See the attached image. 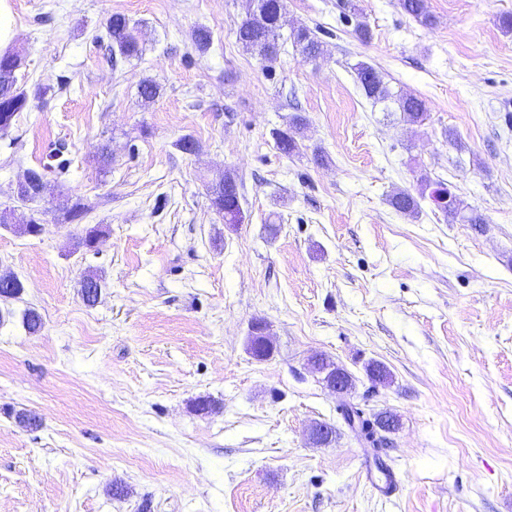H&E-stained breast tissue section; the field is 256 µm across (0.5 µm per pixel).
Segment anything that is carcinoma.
<instances>
[{
  "mask_svg": "<svg viewBox=\"0 0 512 512\" xmlns=\"http://www.w3.org/2000/svg\"><path fill=\"white\" fill-rule=\"evenodd\" d=\"M258 10L260 21L243 20L236 31V38L242 46L258 56L262 63H273L279 57V30L285 10L284 0H250ZM406 14L422 25H433V17L429 14L426 0H399ZM107 34L111 40L112 65L137 57L142 49L136 34L135 25L121 13H114L107 21ZM293 46L303 59L313 61L323 54L322 42L316 33L306 27L292 30ZM14 53H0V132H8L15 123L20 112L29 106L30 95L18 86L17 79L11 77ZM358 84L365 97L374 104H383L388 112L401 113L403 121L415 125L426 117V106L422 99L406 92H394L384 82L382 76L369 64L358 62L352 65ZM305 125V119L295 114L288 120L283 130L275 132V143L281 153L291 155L298 150L295 134ZM35 182L32 183L33 201H41L54 194L61 187L57 180L48 178V167L32 169ZM211 203L215 211L222 215L226 224H240L243 221L240 203V185L229 173L210 187ZM390 203L398 212L414 216L418 213V201L409 192L400 190L392 195ZM340 414L348 427L356 433V437L366 446L378 449L381 444L375 423L379 419H368L359 408L341 406Z\"/></svg>",
  "mask_w": 512,
  "mask_h": 512,
  "instance_id": "cac0c4a2",
  "label": "carcinoma"
}]
</instances>
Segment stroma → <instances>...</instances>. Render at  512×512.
<instances>
[{"instance_id": "35a3bbf8", "label": "stroma", "mask_w": 512, "mask_h": 512, "mask_svg": "<svg viewBox=\"0 0 512 512\" xmlns=\"http://www.w3.org/2000/svg\"><path fill=\"white\" fill-rule=\"evenodd\" d=\"M9 5L18 80L47 92L0 136V208L28 215L13 188L56 146L71 167L35 207L40 235L0 228V268L25 285L0 302V512H512V0H427L430 28L399 0H357L364 41L346 0H286L283 32L315 30L325 55L288 42L270 73L236 40L249 0ZM115 13L143 47L116 67ZM360 61L422 99L425 121L372 104ZM295 113L307 124L287 156L274 132ZM227 171L235 226L210 201ZM423 175L487 224L427 199L397 212L390 195ZM78 200L104 231L88 253L67 220ZM257 320L264 360L247 347ZM317 354L352 375L366 415L398 416L379 451L338 414ZM202 397L217 411L198 412ZM318 422L330 445L310 440Z\"/></svg>"}]
</instances>
